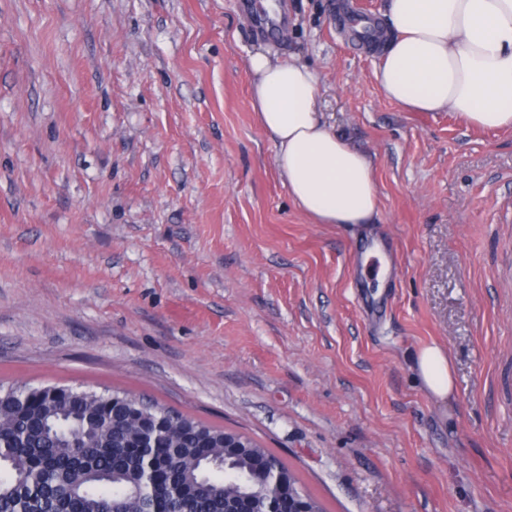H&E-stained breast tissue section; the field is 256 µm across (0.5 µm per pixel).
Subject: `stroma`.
Here are the masks:
<instances>
[{"instance_id":"obj_1","label":"stroma","mask_w":512,"mask_h":512,"mask_svg":"<svg viewBox=\"0 0 512 512\" xmlns=\"http://www.w3.org/2000/svg\"><path fill=\"white\" fill-rule=\"evenodd\" d=\"M382 2L286 0L265 40L238 0H0V383L244 433L325 512H512V130L390 101L343 26ZM257 51L317 72L368 228L292 202ZM416 380L428 395L445 402L454 393V378L446 349L438 344L419 348L413 356Z\"/></svg>"}]
</instances>
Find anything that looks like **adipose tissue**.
Masks as SVG:
<instances>
[{"label":"adipose tissue","instance_id":"ef3b65f1","mask_svg":"<svg viewBox=\"0 0 512 512\" xmlns=\"http://www.w3.org/2000/svg\"><path fill=\"white\" fill-rule=\"evenodd\" d=\"M375 77L410 112H453L486 130L512 129V0H384ZM251 105L276 146L296 205L318 224H369L379 211L373 164L330 130L316 73L296 59L250 56ZM415 377L446 401V349L419 348Z\"/></svg>","mask_w":512,"mask_h":512}]
</instances>
